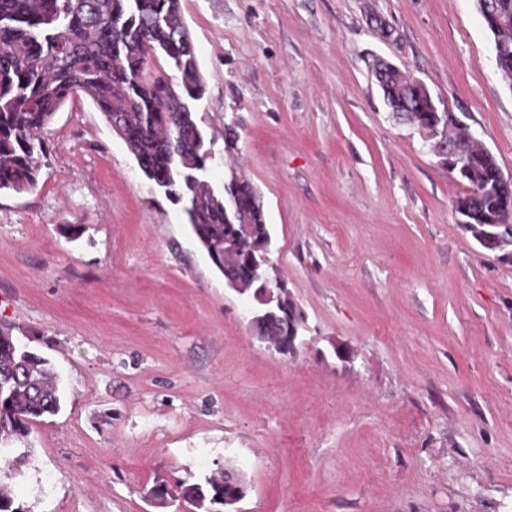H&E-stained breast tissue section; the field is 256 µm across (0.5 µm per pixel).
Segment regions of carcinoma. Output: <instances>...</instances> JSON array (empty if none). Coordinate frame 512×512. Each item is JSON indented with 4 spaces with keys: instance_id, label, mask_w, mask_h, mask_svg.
<instances>
[{
    "instance_id": "1",
    "label": "carcinoma",
    "mask_w": 512,
    "mask_h": 512,
    "mask_svg": "<svg viewBox=\"0 0 512 512\" xmlns=\"http://www.w3.org/2000/svg\"><path fill=\"white\" fill-rule=\"evenodd\" d=\"M508 25L493 31L495 61L512 80V0H495ZM180 0H0V191L24 193L38 182L42 134L76 94H88L148 180L183 205L212 264L253 300L254 335L299 333L303 315L268 267L271 233L253 183L231 169L220 188L206 179L212 154L196 121L205 94L192 40L184 38ZM163 55L180 90L152 73ZM392 115L438 142L451 138L469 192L454 203L460 224L483 248L505 251L512 234L495 225L512 208V185L497 188L496 157L466 138L421 83L393 70L379 80ZM59 378L49 360L0 327V512H32L16 500L13 479L35 467L33 425L61 411ZM224 472L181 485L189 512H224Z\"/></svg>"
}]
</instances>
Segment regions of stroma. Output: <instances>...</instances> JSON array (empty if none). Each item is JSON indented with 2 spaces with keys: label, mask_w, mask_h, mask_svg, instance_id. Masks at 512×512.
Wrapping results in <instances>:
<instances>
[{
  "label": "stroma",
  "mask_w": 512,
  "mask_h": 512,
  "mask_svg": "<svg viewBox=\"0 0 512 512\" xmlns=\"http://www.w3.org/2000/svg\"><path fill=\"white\" fill-rule=\"evenodd\" d=\"M181 10L206 177L233 167L259 191L301 342L260 345L180 204L77 95L44 133L36 189L0 193V325L65 397L16 497L180 512L179 483L228 470L249 487L240 512H512V265L458 224L467 182L372 74L380 58L421 80L512 174V89L475 0Z\"/></svg>",
  "instance_id": "obj_1"
}]
</instances>
